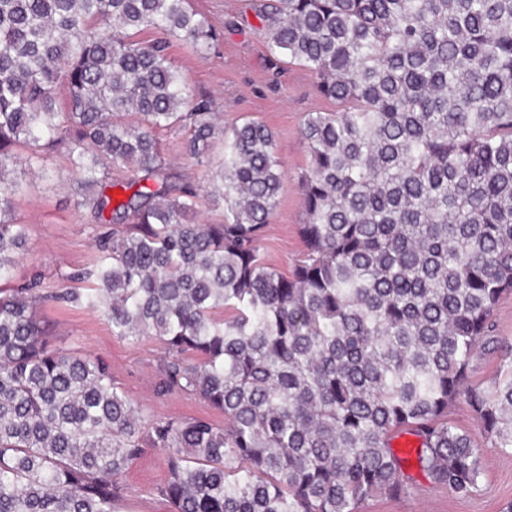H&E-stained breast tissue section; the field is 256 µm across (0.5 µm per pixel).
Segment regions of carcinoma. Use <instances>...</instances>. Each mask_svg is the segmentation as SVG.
Masks as SVG:
<instances>
[{
    "label": "carcinoma",
    "mask_w": 512,
    "mask_h": 512,
    "mask_svg": "<svg viewBox=\"0 0 512 512\" xmlns=\"http://www.w3.org/2000/svg\"><path fill=\"white\" fill-rule=\"evenodd\" d=\"M254 8L271 57L339 106L304 119L305 255L288 275L259 257L286 177L268 126L224 141L222 224L191 221L202 198L163 155L162 130L185 131L198 165L223 133L168 57L173 39L215 41L188 0H0V287L27 239L13 213L25 170L48 174L63 146L77 206L112 225L78 277L88 288L63 297L172 354L158 396L224 415L142 416L14 289L0 296V512H116L148 448L166 453L171 512H361L410 495L401 432L432 482L468 497L481 450L448 419L456 405L512 449V362L488 388L468 383L512 292V0ZM115 163L133 174L112 177ZM116 188L132 194L114 206Z\"/></svg>",
    "instance_id": "cac0c4a2"
}]
</instances>
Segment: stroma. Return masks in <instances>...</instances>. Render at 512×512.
Returning a JSON list of instances; mask_svg holds the SVG:
<instances>
[{"mask_svg":"<svg viewBox=\"0 0 512 512\" xmlns=\"http://www.w3.org/2000/svg\"><path fill=\"white\" fill-rule=\"evenodd\" d=\"M251 3L189 0L190 8L216 31L217 39L205 55L182 41H173L169 57L187 78L193 95L213 101L218 127L228 131L250 119L265 123L273 131L286 177L259 254L266 264L286 272L304 250L300 226L306 221V212L299 178L309 165V154L302 124L307 113L330 112L335 105L319 93L314 75L305 67L288 62L272 66L265 31ZM159 139L174 172L194 185H207L206 168L193 165L183 155L182 133L163 131ZM77 177L63 149L51 157L48 176L27 171L25 178L33 188L15 196L13 204L18 223L28 227L25 250L14 271L15 285L21 287L34 280L39 293L57 291L67 286L65 274L96 262L95 239L103 227L88 208L77 206L73 196ZM37 312L60 349L105 362L114 381L144 416H209L223 422L222 414L196 396L180 392L157 396L156 375L165 353L155 339H119L99 311L79 305L49 301L38 305ZM449 418L482 450L483 474L477 491L468 497L457 496L434 484L410 463L405 472L413 479L414 493L402 498L378 496L368 501L362 512H504L512 503V454L494 448L464 406L455 407ZM165 476L164 453L147 449L126 474L119 512H170L169 504L158 494Z\"/></svg>","mask_w":512,"mask_h":512,"instance_id":"1","label":"stroma"}]
</instances>
